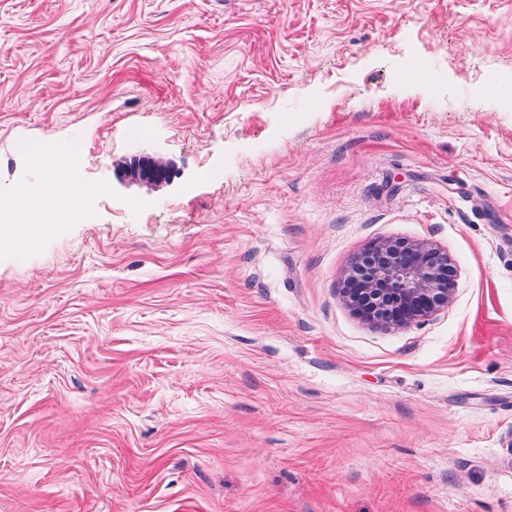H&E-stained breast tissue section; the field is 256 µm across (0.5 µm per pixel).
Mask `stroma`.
<instances>
[{
  "mask_svg": "<svg viewBox=\"0 0 512 512\" xmlns=\"http://www.w3.org/2000/svg\"><path fill=\"white\" fill-rule=\"evenodd\" d=\"M68 143L0 243V512H512V0H0V196ZM380 240L447 309L342 303ZM48 160V180L47 188L44 194L46 196L56 197L58 194L68 192L65 184L67 182L62 177L63 172L68 168L79 166L85 162V155L82 151L71 152L68 162L64 147H54L46 152ZM121 177L149 186L160 187L172 178L170 166L149 156L135 158L126 164L121 171ZM453 268L454 279L448 270ZM457 271L429 242L371 243L345 273L339 295L361 320L380 328L419 323L448 307Z\"/></svg>",
  "mask_w": 512,
  "mask_h": 512,
  "instance_id": "35a3bbf8",
  "label": "stroma"
}]
</instances>
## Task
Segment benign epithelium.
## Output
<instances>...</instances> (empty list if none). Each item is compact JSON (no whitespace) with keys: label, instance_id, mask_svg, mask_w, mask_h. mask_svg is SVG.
<instances>
[{"label":"benign epithelium","instance_id":"7a95c632","mask_svg":"<svg viewBox=\"0 0 512 512\" xmlns=\"http://www.w3.org/2000/svg\"><path fill=\"white\" fill-rule=\"evenodd\" d=\"M121 177L160 187L172 178L170 166L149 156L123 167ZM448 253L429 242H374L345 273L339 295L361 320L380 328L419 323L448 307L456 280L449 277Z\"/></svg>","mask_w":512,"mask_h":512}]
</instances>
